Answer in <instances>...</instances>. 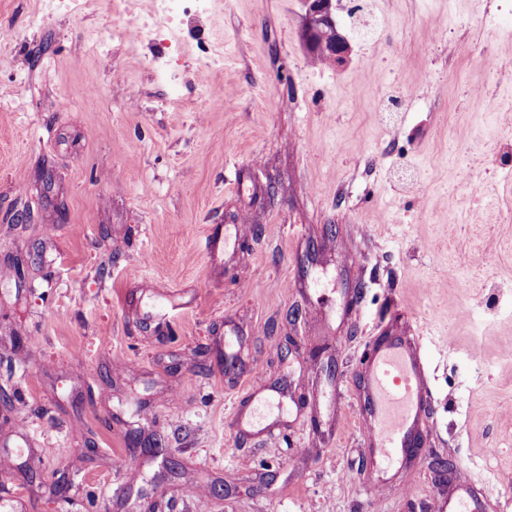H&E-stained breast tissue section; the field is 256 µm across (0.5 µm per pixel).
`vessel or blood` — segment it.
<instances>
[{
    "instance_id": "b4317fda",
    "label": "vessel or blood",
    "mask_w": 512,
    "mask_h": 512,
    "mask_svg": "<svg viewBox=\"0 0 512 512\" xmlns=\"http://www.w3.org/2000/svg\"><path fill=\"white\" fill-rule=\"evenodd\" d=\"M363 446L373 468L408 459L422 445L419 426L428 405L427 368L414 336H389L375 342L364 360ZM434 512H482L474 485L465 472L450 481Z\"/></svg>"
}]
</instances>
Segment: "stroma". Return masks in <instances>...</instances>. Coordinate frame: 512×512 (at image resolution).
<instances>
[{"instance_id": "1", "label": "stroma", "mask_w": 512, "mask_h": 512, "mask_svg": "<svg viewBox=\"0 0 512 512\" xmlns=\"http://www.w3.org/2000/svg\"><path fill=\"white\" fill-rule=\"evenodd\" d=\"M365 6L327 64L298 0H224L173 91L111 0H0V512H431L438 458L512 512V0ZM384 332L431 401L375 503ZM84 2V0H41L39 12L43 18L53 17L63 11L77 14L83 11Z\"/></svg>"}]
</instances>
